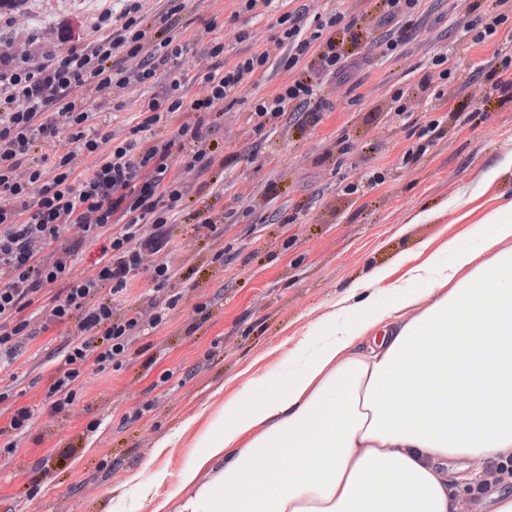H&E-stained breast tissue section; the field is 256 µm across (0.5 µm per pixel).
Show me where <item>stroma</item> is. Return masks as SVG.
I'll return each instance as SVG.
<instances>
[{
  "label": "stroma",
  "instance_id": "obj_1",
  "mask_svg": "<svg viewBox=\"0 0 512 512\" xmlns=\"http://www.w3.org/2000/svg\"><path fill=\"white\" fill-rule=\"evenodd\" d=\"M98 7V0H29L22 21L41 44L66 46L91 31ZM237 8L236 0H187L183 39H221L233 62L278 35L279 15L302 10L355 22L358 63L323 81L317 122L250 131L248 103L289 77L277 64L218 121L212 138L231 162L181 178L194 208L211 205L232 219L214 232L190 221L172 225V290L181 299L167 323L134 338L121 369L89 372L75 405L52 413L45 388L75 329L69 323L25 342L0 370V391L11 393L0 404V427L12 409L34 411L12 453H0V512H128L130 475L187 465L225 403L248 381L296 367L299 340L340 311L351 288L379 268L407 286L424 243L435 252L454 237L482 251L483 218L512 201V90H496L488 78L512 53V18L485 43H474L471 31L495 12L494 0H422L414 37L389 58L372 45L388 28L382 0H276L261 16ZM444 52L457 61L455 73L423 85ZM434 120L444 136L405 161ZM341 139L348 152L339 151ZM373 169L382 181L369 182ZM350 184L357 193H347ZM292 214L296 222L284 223ZM223 247L227 261H215ZM198 304L204 312H195ZM172 436L175 446L159 452Z\"/></svg>",
  "mask_w": 512,
  "mask_h": 512
}]
</instances>
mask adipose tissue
Instances as JSON below:
<instances>
[{
  "label": "adipose tissue",
  "instance_id": "obj_1",
  "mask_svg": "<svg viewBox=\"0 0 512 512\" xmlns=\"http://www.w3.org/2000/svg\"><path fill=\"white\" fill-rule=\"evenodd\" d=\"M485 251L408 271L317 323L300 366L249 382L178 474L129 479L136 512H456L447 466L512 468V202L485 222ZM166 487L161 502L152 489Z\"/></svg>",
  "mask_w": 512,
  "mask_h": 512
}]
</instances>
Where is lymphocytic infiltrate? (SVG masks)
Wrapping results in <instances>:
<instances>
[{"label": "lymphocytic infiltrate", "mask_w": 512, "mask_h": 512, "mask_svg": "<svg viewBox=\"0 0 512 512\" xmlns=\"http://www.w3.org/2000/svg\"><path fill=\"white\" fill-rule=\"evenodd\" d=\"M420 5L384 0L386 55L414 33ZM184 8L185 0H168L155 30L143 0H122L118 8L105 0L93 32L74 44L0 48V364L13 363L38 331L75 323L46 393L56 414L80 397L88 369L121 368L133 338L166 323L178 305L169 291L176 276L167 259L175 248L171 224L187 213L209 229L219 222L209 210H189V191L173 167L204 173L224 164L210 131L272 60L293 76L251 105L256 135L305 113L317 116L322 79L351 65L343 38L352 25L292 11L277 18L281 33L271 47L228 63L223 41L212 40L199 51L201 68L186 76L180 59L190 45L176 42L169 25ZM310 52L314 65L300 67ZM162 78L163 92L113 127L123 95ZM192 82L204 93L190 99L184 89ZM73 224L81 237L60 246ZM90 249L96 258L87 275L76 264ZM144 273L152 283L147 308L116 314L115 302ZM33 305L36 329L25 316Z\"/></svg>", "instance_id": "1"}]
</instances>
